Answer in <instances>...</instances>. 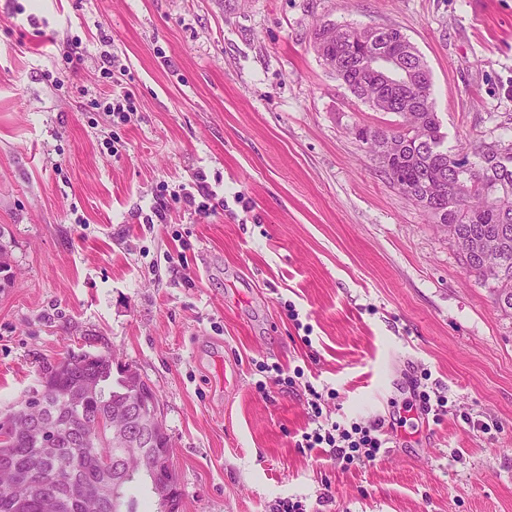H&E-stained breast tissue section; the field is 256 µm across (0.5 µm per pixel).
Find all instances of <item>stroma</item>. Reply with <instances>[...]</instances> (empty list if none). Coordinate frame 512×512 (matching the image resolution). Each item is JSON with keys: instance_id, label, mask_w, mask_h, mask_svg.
Returning a JSON list of instances; mask_svg holds the SVG:
<instances>
[{"instance_id": "35a3bbf8", "label": "stroma", "mask_w": 512, "mask_h": 512, "mask_svg": "<svg viewBox=\"0 0 512 512\" xmlns=\"http://www.w3.org/2000/svg\"><path fill=\"white\" fill-rule=\"evenodd\" d=\"M324 24L399 27L448 145L512 139V0H0V412L111 350L158 396L181 512H512V318L351 134L383 116ZM119 85L125 122L90 105ZM275 364L303 376L261 388ZM309 383L341 425L386 420L382 461L296 447Z\"/></svg>"}]
</instances>
